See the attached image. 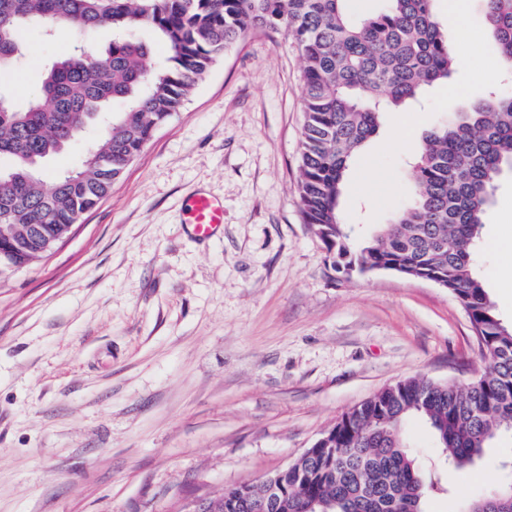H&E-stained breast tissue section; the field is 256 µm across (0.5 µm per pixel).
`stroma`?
I'll list each match as a JSON object with an SVG mask.
<instances>
[{
    "label": "stroma",
    "mask_w": 512,
    "mask_h": 512,
    "mask_svg": "<svg viewBox=\"0 0 512 512\" xmlns=\"http://www.w3.org/2000/svg\"><path fill=\"white\" fill-rule=\"evenodd\" d=\"M470 65L383 125L347 172V223L367 235L417 187L423 134L488 89L493 44L471 4ZM0 73L18 105L58 40L25 34ZM302 70L293 40L252 32L227 50L109 194L39 261L0 275V512H189L288 466L344 412L423 375L466 382L482 363L447 289L392 271L350 278L303 224L296 195ZM224 203L206 239L188 200ZM512 172L497 182L478 272L512 325ZM404 435L445 493L428 512L504 482L512 435L466 470L421 420Z\"/></svg>",
    "instance_id": "35a3bbf8"
}]
</instances>
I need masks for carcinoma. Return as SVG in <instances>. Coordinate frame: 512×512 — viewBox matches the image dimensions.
Wrapping results in <instances>:
<instances>
[{"label":"carcinoma","instance_id":"obj_1","mask_svg":"<svg viewBox=\"0 0 512 512\" xmlns=\"http://www.w3.org/2000/svg\"><path fill=\"white\" fill-rule=\"evenodd\" d=\"M351 0H0V71L18 60L21 35L65 27L75 45L42 74L19 107H0V273L43 258L112 188L154 133L180 110L224 51L254 31L297 45L305 123L296 193L302 222L343 275L388 269L448 289L469 316L483 364L467 382L418 376L386 386L344 413L277 475L284 495L265 512H427L438 481L403 437L422 418L445 461L465 468L512 432V326L504 324L476 265L481 229L504 168L512 169V94L460 106L423 136L410 170L418 193L363 240L344 222L350 160L384 114L410 107L455 74L454 47L435 0H385L353 19ZM499 70L512 74V0H480ZM152 29L167 48L150 62ZM102 28L101 54L86 43ZM121 109L114 111V105ZM105 118L106 130L89 137ZM82 143L83 167L48 177L47 162ZM253 489L228 488L215 512H251ZM462 512H512V481Z\"/></svg>","mask_w":512,"mask_h":512}]
</instances>
